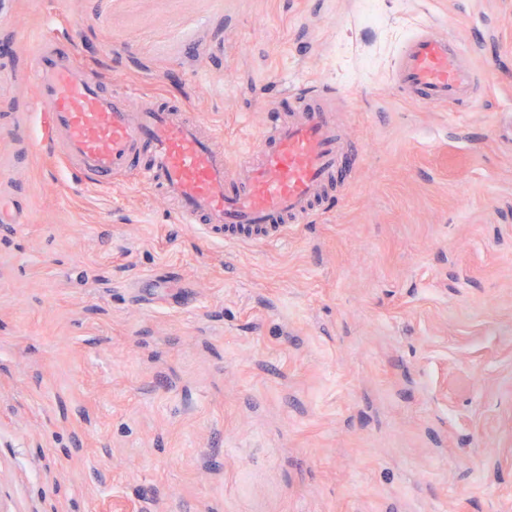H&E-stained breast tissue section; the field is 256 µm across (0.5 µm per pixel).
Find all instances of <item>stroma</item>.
Wrapping results in <instances>:
<instances>
[{"instance_id": "35a3bbf8", "label": "stroma", "mask_w": 512, "mask_h": 512, "mask_svg": "<svg viewBox=\"0 0 512 512\" xmlns=\"http://www.w3.org/2000/svg\"><path fill=\"white\" fill-rule=\"evenodd\" d=\"M0 0V512H512V0ZM430 20L477 103L401 99ZM44 36L196 113L227 160L332 84L359 176L227 247L39 143Z\"/></svg>"}]
</instances>
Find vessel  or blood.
<instances>
[{
	"label": "vessel or blood",
	"instance_id": "1",
	"mask_svg": "<svg viewBox=\"0 0 512 512\" xmlns=\"http://www.w3.org/2000/svg\"><path fill=\"white\" fill-rule=\"evenodd\" d=\"M28 71L45 109L44 137L61 144L65 163L100 185L133 177L164 195L181 223L228 244L286 239L363 166L365 152L348 137L329 89L273 102L262 133L231 163L194 114L137 100L129 86L104 91L51 38L36 42ZM392 82L427 109L469 106L481 88L468 52L432 24L404 40Z\"/></svg>",
	"mask_w": 512,
	"mask_h": 512
}]
</instances>
